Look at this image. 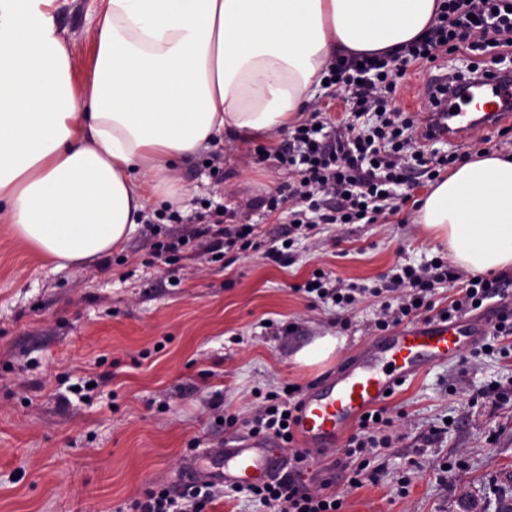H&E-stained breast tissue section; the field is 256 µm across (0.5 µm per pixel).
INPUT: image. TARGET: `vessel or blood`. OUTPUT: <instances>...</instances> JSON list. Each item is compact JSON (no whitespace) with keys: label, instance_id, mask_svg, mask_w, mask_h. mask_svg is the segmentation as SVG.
I'll return each instance as SVG.
<instances>
[{"label":"vessel or blood","instance_id":"b4317fda","mask_svg":"<svg viewBox=\"0 0 512 512\" xmlns=\"http://www.w3.org/2000/svg\"><path fill=\"white\" fill-rule=\"evenodd\" d=\"M444 75L434 76L426 92L434 105L423 128L431 140L466 143L483 129L512 122V80H488L490 109L486 112L446 111ZM512 312V298L488 305L475 318L433 320L394 327L360 346L352 359L308 386L299 399L293 425L302 451H328L369 411L383 407L391 392L425 372L430 366L455 357L464 346L479 345L499 318ZM273 438H239L218 448H200L178 475L180 483L211 480L248 488L279 476L288 467L290 453L278 450Z\"/></svg>","mask_w":512,"mask_h":512}]
</instances>
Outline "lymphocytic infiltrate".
<instances>
[{"label": "lymphocytic infiltrate", "mask_w": 512, "mask_h": 512, "mask_svg": "<svg viewBox=\"0 0 512 512\" xmlns=\"http://www.w3.org/2000/svg\"><path fill=\"white\" fill-rule=\"evenodd\" d=\"M489 53L503 72L512 73V0H443L425 38L392 54L337 57L326 81L342 96L347 115L334 122L315 110L311 118L294 126L287 148L257 149L258 161L276 160L290 177L286 188L262 200V208L270 215L287 213L289 222L307 230L319 224L386 223L409 201L405 188L411 179L435 180L442 168L462 158L455 150L443 154L426 149L420 123L396 108L408 68L455 55L461 57L464 69L454 74V81L480 79L487 74L482 57ZM456 281L462 284L460 296L443 310L449 318L476 310L478 303L512 285V277L506 275L490 280L462 277L440 257L420 266L399 263L387 281L371 290L383 299L375 329L384 332L406 318L428 315L435 309L436 285ZM303 290L334 301L343 310L360 301L359 288L321 269ZM296 409L295 392L269 393L248 422L250 437L272 436L293 443ZM391 425L388 410L382 407L375 416L361 420L348 438L344 455L357 463L350 487H360L376 452L391 447L387 433ZM305 459V454H295L288 475L249 488L248 496L270 512H341L339 494L313 490L304 483ZM220 492V485L211 482L190 485L181 493L150 489L132 501L130 512H205Z\"/></svg>", "instance_id": "lymphocytic-infiltrate-1"}]
</instances>
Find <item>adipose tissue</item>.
Instances as JSON below:
<instances>
[{"mask_svg":"<svg viewBox=\"0 0 512 512\" xmlns=\"http://www.w3.org/2000/svg\"><path fill=\"white\" fill-rule=\"evenodd\" d=\"M51 3L0 0V223L65 270L121 246L148 205L182 203L175 160L275 137L336 55L418 40L440 0H106L81 90ZM416 221L466 270H512V156L452 168Z\"/></svg>","mask_w":512,"mask_h":512,"instance_id":"obj_1","label":"adipose tissue"}]
</instances>
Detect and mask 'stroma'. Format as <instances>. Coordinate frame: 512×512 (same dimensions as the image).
<instances>
[{"label": "stroma", "mask_w": 512, "mask_h": 512, "mask_svg": "<svg viewBox=\"0 0 512 512\" xmlns=\"http://www.w3.org/2000/svg\"><path fill=\"white\" fill-rule=\"evenodd\" d=\"M102 0H54L53 24L75 58L74 83L91 77ZM259 140H225L180 160L182 215L224 206L250 217L261 241L292 240V262L233 248L219 258L195 244L171 262L135 229L121 250L56 270L0 224V512H127L157 485L173 486L193 449L246 434L260 394L307 388L368 341L380 298L345 311L299 292L323 268L373 286L397 262L419 265L441 249L411 206L385 224L318 225L300 233L259 202L287 181L275 161L255 162ZM224 163L214 170L210 161ZM332 336L336 349L306 366L297 354ZM505 352L464 353L404 385L389 401L398 436L375 480L356 490L338 453L310 454V487L342 492L343 512H505L512 506V337ZM89 398L62 401L81 378ZM221 400L235 425L219 423ZM439 441L428 444L431 428ZM452 460L448 475L438 462ZM408 487H401V478Z\"/></svg>", "instance_id": "obj_1"}]
</instances>
